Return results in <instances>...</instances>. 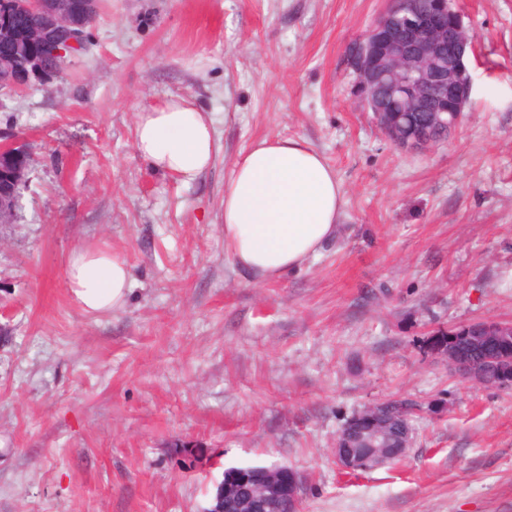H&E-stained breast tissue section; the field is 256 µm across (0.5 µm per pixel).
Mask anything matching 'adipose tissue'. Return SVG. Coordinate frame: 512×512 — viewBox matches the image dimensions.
Wrapping results in <instances>:
<instances>
[{
    "mask_svg": "<svg viewBox=\"0 0 512 512\" xmlns=\"http://www.w3.org/2000/svg\"><path fill=\"white\" fill-rule=\"evenodd\" d=\"M135 149L155 170L192 183L217 152L213 120L188 97H169L137 112ZM342 200L334 170L306 140L257 139L224 183V242L256 282L280 279L333 239ZM66 275L74 301L91 313L119 309L131 288L127 262L113 253L76 251Z\"/></svg>",
    "mask_w": 512,
    "mask_h": 512,
    "instance_id": "adipose-tissue-1",
    "label": "adipose tissue"
}]
</instances>
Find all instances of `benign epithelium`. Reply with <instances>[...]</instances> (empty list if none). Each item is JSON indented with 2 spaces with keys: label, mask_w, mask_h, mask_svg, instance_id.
Returning a JSON list of instances; mask_svg holds the SVG:
<instances>
[{
  "label": "benign epithelium",
  "mask_w": 512,
  "mask_h": 512,
  "mask_svg": "<svg viewBox=\"0 0 512 512\" xmlns=\"http://www.w3.org/2000/svg\"><path fill=\"white\" fill-rule=\"evenodd\" d=\"M98 0H0V94L33 85L50 88L58 82L54 63L79 52L85 42V22L93 21ZM38 16L42 25L30 31L19 25L24 16ZM474 36L451 0H435L429 12L414 8V0H390L373 26L349 49L350 65L364 109L386 139L407 153L432 147L433 125L456 126L470 99L473 82L465 60L473 52ZM426 112L429 123L410 121ZM33 153L25 142L0 144V221L16 213L19 189L25 182ZM486 361L495 368L487 380L457 349L448 351L452 375L474 384L512 388V320H488L482 326ZM413 445L407 415L385 402L367 406L351 417L336 436L338 465L369 471L405 457ZM303 479L293 468L277 467L258 480L244 506L260 512L273 500L283 512H299Z\"/></svg>",
  "instance_id": "1"
}]
</instances>
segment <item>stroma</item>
Listing matches in <instances>:
<instances>
[{
	"instance_id": "stroma-1",
	"label": "stroma",
	"mask_w": 512,
	"mask_h": 512,
	"mask_svg": "<svg viewBox=\"0 0 512 512\" xmlns=\"http://www.w3.org/2000/svg\"><path fill=\"white\" fill-rule=\"evenodd\" d=\"M475 36L454 137L395 148L349 46L386 0H101L67 77L0 101L34 161L0 225V512H205L226 468L282 464L301 512H512V393L459 380L450 329L512 319V0H456ZM186 95L220 149L185 185L134 148L135 114ZM302 138L343 190L335 238L255 283L224 246V180L259 138ZM129 264L85 312L69 256ZM419 404L399 462L345 474L336 434Z\"/></svg>"
}]
</instances>
